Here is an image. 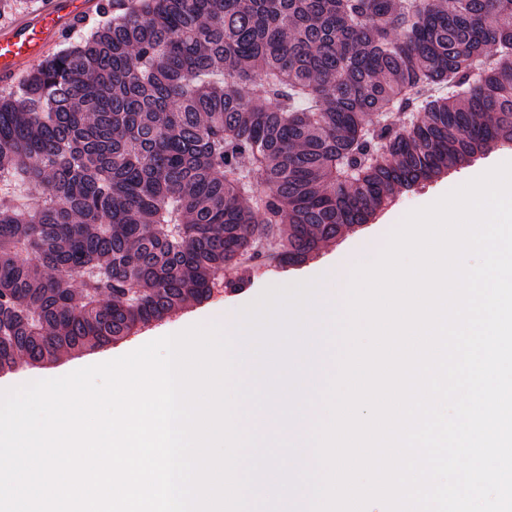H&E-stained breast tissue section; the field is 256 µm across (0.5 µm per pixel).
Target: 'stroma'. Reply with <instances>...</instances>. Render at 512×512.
I'll list each match as a JSON object with an SVG mask.
<instances>
[{
	"mask_svg": "<svg viewBox=\"0 0 512 512\" xmlns=\"http://www.w3.org/2000/svg\"><path fill=\"white\" fill-rule=\"evenodd\" d=\"M507 161H512V147L497 150L487 158L451 172L429 186L397 191L391 206L381 212L373 223L345 232L335 243L323 247L316 258L303 266L280 268L271 265L254 270L241 268L225 272L224 277L228 280L247 279L249 285L246 290L231 292L216 289L210 299L200 303L188 301L168 319L145 327L117 343L81 352L62 353L56 361L43 368L23 366L15 372L0 374V389L18 387L34 380L61 377L76 369L118 358L149 341L197 324H222L225 317L239 313L268 287L311 280L341 264L356 266L367 252L383 250L391 232L408 213L432 204L457 186Z\"/></svg>",
	"mask_w": 512,
	"mask_h": 512,
	"instance_id": "35a3bbf8",
	"label": "stroma"
}]
</instances>
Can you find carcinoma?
Segmentation results:
<instances>
[{
  "mask_svg": "<svg viewBox=\"0 0 512 512\" xmlns=\"http://www.w3.org/2000/svg\"><path fill=\"white\" fill-rule=\"evenodd\" d=\"M0 92V373L302 266L512 146V0H106ZM79 281L80 288L71 287Z\"/></svg>",
  "mask_w": 512,
  "mask_h": 512,
  "instance_id": "1",
  "label": "carcinoma"
}]
</instances>
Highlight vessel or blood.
<instances>
[{
  "label": "vessel or blood",
  "mask_w": 512,
  "mask_h": 512,
  "mask_svg": "<svg viewBox=\"0 0 512 512\" xmlns=\"http://www.w3.org/2000/svg\"><path fill=\"white\" fill-rule=\"evenodd\" d=\"M88 0H51L49 9L0 34V77H19L18 62L43 50L62 31L71 29L89 13Z\"/></svg>",
  "instance_id": "1"
}]
</instances>
